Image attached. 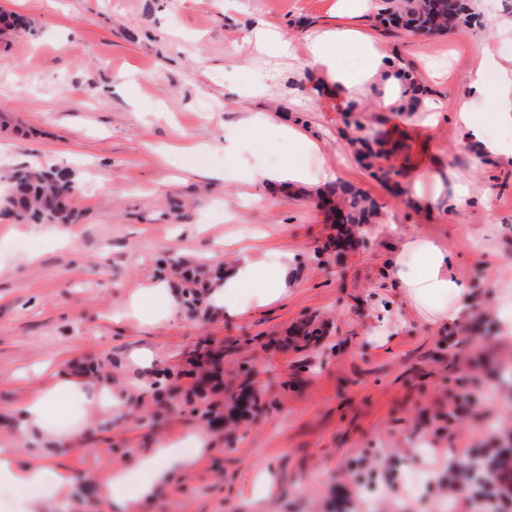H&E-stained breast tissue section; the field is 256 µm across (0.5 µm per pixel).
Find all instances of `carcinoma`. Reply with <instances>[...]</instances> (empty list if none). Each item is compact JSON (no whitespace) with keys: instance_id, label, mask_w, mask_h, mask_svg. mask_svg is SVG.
I'll return each mask as SVG.
<instances>
[{"instance_id":"1","label":"carcinoma","mask_w":512,"mask_h":512,"mask_svg":"<svg viewBox=\"0 0 512 512\" xmlns=\"http://www.w3.org/2000/svg\"><path fill=\"white\" fill-rule=\"evenodd\" d=\"M469 6L464 0H379L378 20L382 26L395 22L410 34L431 35L450 31L466 23ZM21 26L20 18L13 12L0 11V37L6 38ZM360 157L372 169V174L382 182L390 180L393 168L383 166L385 154L369 145L362 146ZM78 186L72 173L55 168H20L13 171L8 186L0 193V214L12 216L22 223L29 224H71L73 211L70 199ZM324 203L337 205L344 212L345 224H362L375 216L377 203L359 192L335 183L320 196ZM180 269V283L176 304L189 313H195L208 303L210 288L222 278L224 266L217 263L201 262L195 266L175 263ZM323 331L314 326L310 319L300 321L293 329L296 346H307L318 339ZM189 368L170 373L164 371L149 385L152 394L164 397L169 408L177 409L173 400L180 397L187 405L196 401L205 404L203 414L212 424L224 418L219 411L220 401L210 399V395L221 392L224 366L222 360L207 344H199L187 360ZM190 375L201 379L206 387H197L188 393H181L178 380ZM236 409L243 414L258 416L268 411L269 405L256 395L247 382L240 384V391L234 398Z\"/></svg>"}]
</instances>
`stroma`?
<instances>
[{
	"label": "stroma",
	"instance_id": "1",
	"mask_svg": "<svg viewBox=\"0 0 512 512\" xmlns=\"http://www.w3.org/2000/svg\"><path fill=\"white\" fill-rule=\"evenodd\" d=\"M336 0H0L28 22L0 47V185L21 166L70 170L80 189L75 224H24L0 215V445L32 448L9 424L42 385L36 372L72 373L94 360L119 388L149 373L132 360L149 351L173 366L200 340L224 351V399L243 375L269 412L234 430L207 427L200 413L152 418L149 397L131 392L123 410L91 429L41 445L68 480V493L40 512H363L359 484L383 486L377 512H438L451 498L431 478L433 456L458 458L512 437V338L498 327L495 274L512 265V164L477 160L450 117L464 95L477 47L512 58V37L488 24L512 16V0H482L471 24L422 38L390 34L368 14L361 26L394 59L412 65L447 118L388 123L372 112L349 118L317 71L301 67L291 89L244 98L257 65V21L303 45L307 29L334 19ZM315 104L301 118L339 181L375 200L379 215L353 246L315 248L334 228L318 187L237 186L224 180V127L240 113L288 112L289 96ZM397 146L389 164L401 189L361 166L351 139ZM441 163L490 187L485 201L418 206L414 179ZM249 231L256 253L291 254L293 274L276 303L244 317L209 320L174 308L146 325L131 300L157 283L162 257L223 263L225 238ZM435 238L458 259L476 299L463 326L443 328L400 303L376 306V270L397 235ZM486 236L485 249L473 237ZM329 326L303 351L283 346L306 318ZM30 379L17 382L20 371ZM469 393L465 409L458 394ZM209 439L193 464L151 497L124 504L105 494V464L133 468L146 449L192 433Z\"/></svg>",
	"mask_w": 512,
	"mask_h": 512
}]
</instances>
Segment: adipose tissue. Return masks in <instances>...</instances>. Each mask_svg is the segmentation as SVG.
I'll use <instances>...</instances> for the list:
<instances>
[{
  "instance_id": "obj_1",
  "label": "adipose tissue",
  "mask_w": 512,
  "mask_h": 512,
  "mask_svg": "<svg viewBox=\"0 0 512 512\" xmlns=\"http://www.w3.org/2000/svg\"><path fill=\"white\" fill-rule=\"evenodd\" d=\"M373 0H336V22L316 26L305 36L303 48H296L287 33L256 23L252 48L263 61L242 87L246 97H262L283 80L281 62L298 60L314 66L343 105L357 104L370 90H377V112H398L410 89L404 80L402 63L387 55L379 43L355 26L356 18L368 14ZM477 65L470 73L467 92L454 113L455 123L474 152L481 158L512 162V65L499 61L486 48L476 51ZM274 129L286 152L272 164L253 148L256 138ZM224 173L250 186L280 185L281 188L323 185L335 175L322 155L321 145L308 125L280 120L278 114L245 112L224 128ZM451 188L449 205L455 206L473 195L471 182L455 173L443 179L439 168L422 172L416 181L417 200L428 204ZM456 257L434 239L408 234L395 241L380 270L383 288L404 299L427 321L450 327L466 321L474 298L458 278ZM292 274L288 252L255 255L252 247L238 248L224 281L213 290L214 306L230 313H245L276 302L285 292ZM126 401L125 391L111 382H100L94 399H86L78 379L66 374L49 375L45 386L15 413L14 428L30 439H67L76 425L67 423L72 406H89L106 412ZM193 445L182 448L165 445L148 449L132 469L105 467L98 482L113 499L133 503L150 497L170 482L179 467L188 465L207 440L193 435ZM8 489L38 502L44 496H63L67 485L56 469L43 458L18 463L16 451L0 448V489Z\"/></svg>"
}]
</instances>
